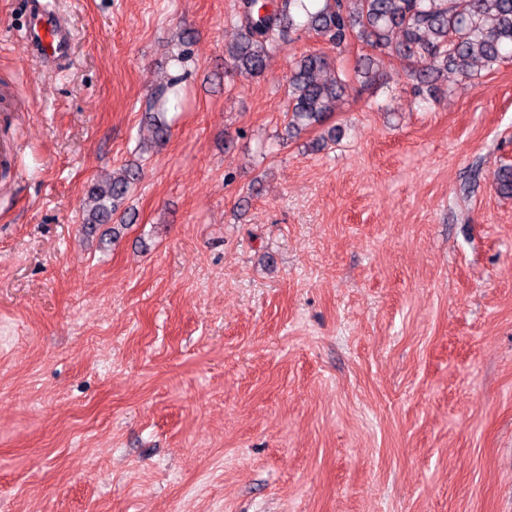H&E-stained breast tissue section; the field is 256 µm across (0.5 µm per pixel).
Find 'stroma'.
Segmentation results:
<instances>
[{
	"instance_id": "stroma-1",
	"label": "stroma",
	"mask_w": 512,
	"mask_h": 512,
	"mask_svg": "<svg viewBox=\"0 0 512 512\" xmlns=\"http://www.w3.org/2000/svg\"><path fill=\"white\" fill-rule=\"evenodd\" d=\"M53 3L52 69L0 0V512H512V60L422 102L377 55L317 152L289 58L362 42L304 33L254 77L224 69L238 0ZM129 163L134 225L85 233ZM181 76H175L168 79L166 87H162L156 97L155 106L162 112H153L154 128L152 131L153 139L157 144L165 143L171 134V126L166 120L165 114L170 107L174 110L181 104ZM142 169L120 168L106 180H94L86 189V202L92 205V219L85 224H105L117 211L119 203L127 196L131 188L140 181Z\"/></svg>"
}]
</instances>
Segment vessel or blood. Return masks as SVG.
Segmentation results:
<instances>
[{"mask_svg":"<svg viewBox=\"0 0 512 512\" xmlns=\"http://www.w3.org/2000/svg\"><path fill=\"white\" fill-rule=\"evenodd\" d=\"M23 38L32 52L44 61L66 64L71 57L73 33L68 22L50 0H27Z\"/></svg>","mask_w":512,"mask_h":512,"instance_id":"b4317fda","label":"vessel or blood"}]
</instances>
